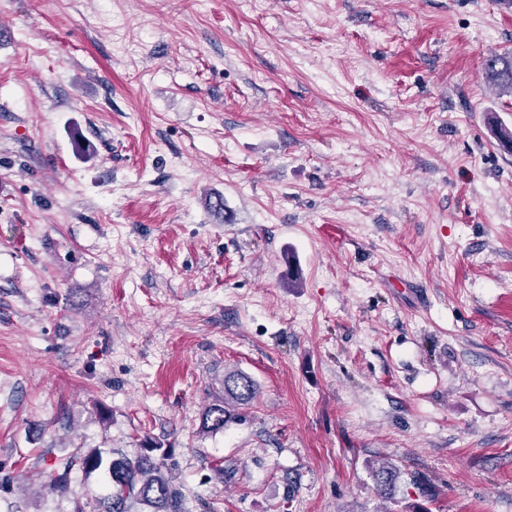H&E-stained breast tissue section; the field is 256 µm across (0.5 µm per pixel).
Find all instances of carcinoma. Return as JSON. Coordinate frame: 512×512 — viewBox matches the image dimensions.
<instances>
[{
	"label": "carcinoma",
	"instance_id": "obj_1",
	"mask_svg": "<svg viewBox=\"0 0 512 512\" xmlns=\"http://www.w3.org/2000/svg\"><path fill=\"white\" fill-rule=\"evenodd\" d=\"M484 79L505 93L512 94V54H495L483 64ZM257 386L251 377L232 371L224 374V398L209 405L203 412L201 432L216 434L230 423L240 421L244 410L251 406ZM142 451L134 458L119 454L109 464L111 490L103 499L104 512H136L143 505L149 512H184V495L168 472L164 471L166 454L161 445L144 439ZM96 470L102 464L96 452L76 455L54 469L50 487L56 492L68 490L69 473L75 464ZM375 477L380 491L391 490L396 472L382 464L376 467Z\"/></svg>",
	"mask_w": 512,
	"mask_h": 512
}]
</instances>
